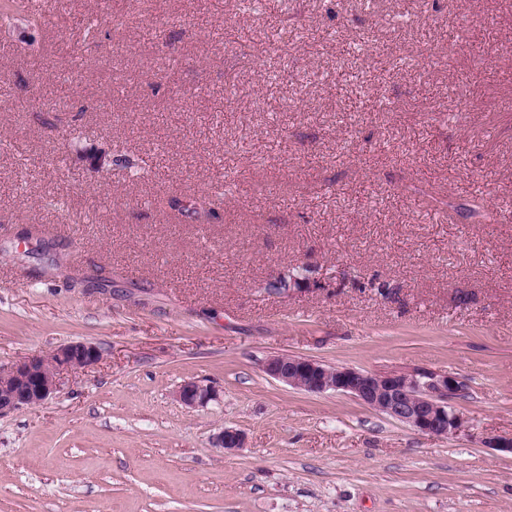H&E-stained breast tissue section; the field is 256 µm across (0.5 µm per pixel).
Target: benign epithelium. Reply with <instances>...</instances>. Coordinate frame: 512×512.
<instances>
[{"label": "benign epithelium", "mask_w": 512, "mask_h": 512, "mask_svg": "<svg viewBox=\"0 0 512 512\" xmlns=\"http://www.w3.org/2000/svg\"><path fill=\"white\" fill-rule=\"evenodd\" d=\"M101 357L99 347L73 342L45 356L0 365V414L44 403L60 390L64 372L94 365ZM263 369L274 380L295 389L353 397L426 435L448 437L464 431V417L448 405V400L463 393L464 385L450 372L422 368L363 371L284 354L268 357ZM215 396L212 386L196 380L184 382L176 392L177 399L189 407H202ZM244 442L243 432L233 427L223 428L213 438L214 447L226 451L242 448Z\"/></svg>", "instance_id": "obj_1"}]
</instances>
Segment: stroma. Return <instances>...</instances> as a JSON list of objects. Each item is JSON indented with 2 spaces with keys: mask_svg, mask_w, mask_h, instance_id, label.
<instances>
[{
  "mask_svg": "<svg viewBox=\"0 0 512 512\" xmlns=\"http://www.w3.org/2000/svg\"><path fill=\"white\" fill-rule=\"evenodd\" d=\"M210 2L27 0L46 24L0 30V363L103 353L0 416V512H512L485 445L512 438V0ZM449 16L456 47L420 40ZM215 190L211 224L165 203ZM275 354L457 373L468 430L293 389ZM188 380L217 400L181 404Z\"/></svg>",
  "mask_w": 512,
  "mask_h": 512,
  "instance_id": "1",
  "label": "stroma"
}]
</instances>
